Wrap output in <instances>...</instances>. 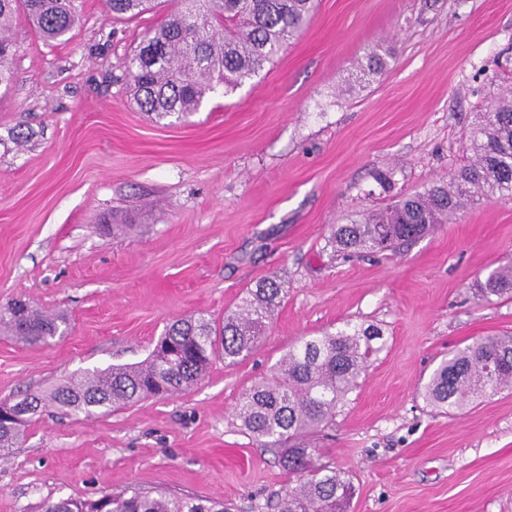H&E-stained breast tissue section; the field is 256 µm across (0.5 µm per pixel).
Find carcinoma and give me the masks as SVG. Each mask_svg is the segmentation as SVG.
Segmentation results:
<instances>
[{"mask_svg": "<svg viewBox=\"0 0 512 512\" xmlns=\"http://www.w3.org/2000/svg\"><path fill=\"white\" fill-rule=\"evenodd\" d=\"M161 4L171 6L166 20L146 35L126 64L137 104L157 121L186 117L207 95L221 88L232 91L258 75L301 34L317 0H107L112 17L119 19ZM21 17L47 42L65 40L78 22L73 0H0V86L13 78L15 43L9 32ZM469 145L473 156L448 181L337 225L332 245L350 253L394 251L483 197L511 200L512 103L493 97L478 113ZM477 293L486 301L512 297V264L491 271ZM285 295L282 285L267 277L220 321L199 316L171 323L141 363L87 371L47 395H23L14 401L19 419L0 420V458L17 447L25 427L49 403L89 418L188 390L214 358L234 363L249 354ZM66 323V314L49 315L20 299L0 307V332L30 346L49 344ZM380 339L381 330L371 325L311 336L288 350L270 377L243 393L237 418L249 435L267 447L289 443L281 464L296 485L280 496L277 512H347L354 494L350 478L319 463L302 437L333 420L337 406L381 351ZM506 389L512 390V335L488 336L448 353L430 377L425 396L434 407L451 412ZM40 512L227 510L220 501L134 486L86 500L48 499Z\"/></svg>", "mask_w": 512, "mask_h": 512, "instance_id": "cac0c4a2", "label": "carcinoma"}]
</instances>
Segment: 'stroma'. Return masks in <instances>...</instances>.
Returning a JSON list of instances; mask_svg holds the SVG:
<instances>
[{
  "instance_id": "obj_1",
  "label": "stroma",
  "mask_w": 512,
  "mask_h": 512,
  "mask_svg": "<svg viewBox=\"0 0 512 512\" xmlns=\"http://www.w3.org/2000/svg\"><path fill=\"white\" fill-rule=\"evenodd\" d=\"M74 5L68 40L17 25L0 88V307L68 318L41 347L0 334V401L141 362L170 323L223 319L264 278L288 294L250 354L187 391L88 419L48 409L0 459V512L132 485L275 512L290 477L235 408L302 337L349 323L384 346L307 437L351 479L348 512H512V390L453 414L423 396L450 350L512 333V298L475 286L512 261V201L484 199L393 255L328 244L462 165L476 113L512 94V0H318L274 63L170 125L125 76L166 8L115 20L105 0ZM373 52L385 66L367 76Z\"/></svg>"
}]
</instances>
